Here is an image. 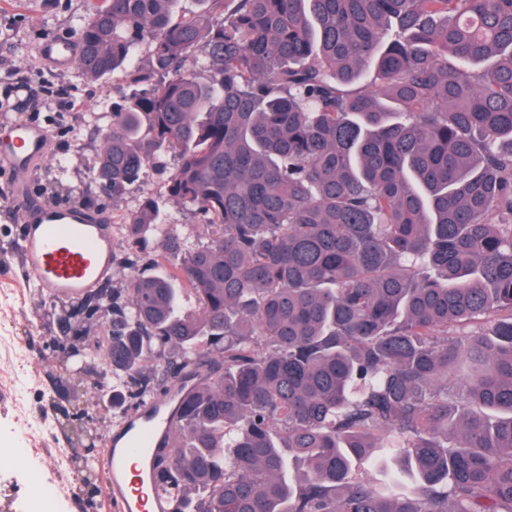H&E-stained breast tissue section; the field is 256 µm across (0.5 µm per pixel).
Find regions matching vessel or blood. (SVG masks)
Segmentation results:
<instances>
[{
    "mask_svg": "<svg viewBox=\"0 0 512 512\" xmlns=\"http://www.w3.org/2000/svg\"><path fill=\"white\" fill-rule=\"evenodd\" d=\"M78 56V40L72 36H47L39 48L40 60L61 69L75 66ZM47 140L44 128L12 122L0 130V163L8 165L15 176H23L43 157ZM14 202L28 226L25 262L42 291L77 299L110 271L112 240L82 206L61 209L49 202L32 204L21 190L16 191ZM169 415V408L163 407L142 416L122 449L109 453L112 498L119 512H159V492L146 486L135 462L158 445L167 431Z\"/></svg>",
    "mask_w": 512,
    "mask_h": 512,
    "instance_id": "vessel-or-blood-1",
    "label": "vessel or blood"
}]
</instances>
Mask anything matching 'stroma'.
Returning a JSON list of instances; mask_svg holds the SVG:
<instances>
[{
    "instance_id": "35a3bbf8",
    "label": "stroma",
    "mask_w": 512,
    "mask_h": 512,
    "mask_svg": "<svg viewBox=\"0 0 512 512\" xmlns=\"http://www.w3.org/2000/svg\"><path fill=\"white\" fill-rule=\"evenodd\" d=\"M89 5L90 0H27L18 9L0 8V125L26 120L48 131L47 154L29 173L28 190L61 206L68 203L69 188H88L100 148L92 131L76 139L67 127L74 118L102 111L130 89L116 77L85 80L78 68L62 70L24 56L21 49L38 48L52 33L76 35ZM60 161L67 165L63 182L48 184L49 169ZM168 175V170L150 169L139 185L120 196L81 199L83 208L101 215L109 226L113 256L133 249L120 216L137 208L145 196L157 194ZM21 236L12 182L0 170V353L8 347L17 352L9 368L12 388L0 393V512H38L52 484L62 488L54 512H115L104 461L88 470L101 487L93 495L70 463L82 449L72 438L74 428L84 426L104 436L115 431L111 366L100 357L81 377L63 371L65 340L51 315L54 298L36 288L22 253L16 251ZM34 446L55 458L54 468L32 475L14 467V449Z\"/></svg>"
}]
</instances>
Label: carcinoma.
<instances>
[{"label":"carcinoma","mask_w":512,"mask_h":512,"mask_svg":"<svg viewBox=\"0 0 512 512\" xmlns=\"http://www.w3.org/2000/svg\"><path fill=\"white\" fill-rule=\"evenodd\" d=\"M178 2L78 29L82 75L132 87L93 180L171 155L199 233L122 216L156 270L61 302L77 370L106 294L112 405L176 404L172 512H512V0ZM390 450L415 494L360 477Z\"/></svg>","instance_id":"cac0c4a2"}]
</instances>
